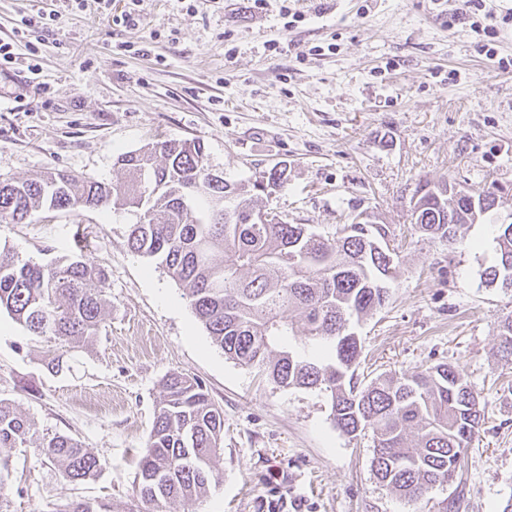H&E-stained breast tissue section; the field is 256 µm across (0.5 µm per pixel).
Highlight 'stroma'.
Listing matches in <instances>:
<instances>
[{
  "instance_id": "obj_1",
  "label": "stroma",
  "mask_w": 512,
  "mask_h": 512,
  "mask_svg": "<svg viewBox=\"0 0 512 512\" xmlns=\"http://www.w3.org/2000/svg\"><path fill=\"white\" fill-rule=\"evenodd\" d=\"M128 3L0 0L5 42L37 9L58 17L14 42L17 59L0 72V179L117 182V157L159 140L200 141L209 166L237 181L287 164V184L256 194L258 209L321 233L363 213L394 236L388 299L353 327L359 381L457 366L485 422L459 486L405 501L372 471V433L336 429L328 393L278 387L213 344L183 286L130 251L134 212L43 209L0 224V251L51 266L84 246L108 275L105 320L55 372V342L1 311L0 399L104 467L73 484L34 449H10L11 512L78 499L126 512L173 372L224 411L221 473L185 512H438L453 497L458 512H496L512 497V365L497 336L512 290L481 277L497 260L494 227L465 225L452 248L411 224L408 208L420 183L447 178L498 183L509 191L499 213L512 209V0H492L495 20L455 25L458 0H142L135 29L118 22Z\"/></svg>"
}]
</instances>
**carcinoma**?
<instances>
[{
	"mask_svg": "<svg viewBox=\"0 0 512 512\" xmlns=\"http://www.w3.org/2000/svg\"><path fill=\"white\" fill-rule=\"evenodd\" d=\"M127 172L119 184L58 172L40 179L0 180V224H21L43 208L133 209L131 251L158 261L185 287L197 320L224 355L258 371L275 385L319 388L331 399L336 428L375 438L371 467L383 486L409 501L458 477L461 455L484 414L463 372L448 364L401 376H380L359 387L361 353L350 323L387 299L393 260L386 224H344L333 234L258 216L251 190H275L288 181L287 166L272 167L252 186L212 177L199 141H162L118 158ZM453 182H425L410 207L422 233L463 242L459 230L475 222L471 204L454 201ZM456 223H448V214ZM497 262L482 271L490 286L512 288V223L496 225ZM104 270L85 256L54 267L0 252V309L31 335L76 348L96 336L103 320ZM313 341L306 357L288 348L298 332ZM502 357L512 363V314L498 324ZM0 400V448H35L57 463L71 482L102 469L101 459L73 437L44 434ZM224 412L203 386L178 373L163 383L155 421L139 463L137 503L129 512H176L203 496L221 466ZM0 457V512L10 490ZM58 512H110L99 501L77 500Z\"/></svg>",
	"mask_w": 512,
	"mask_h": 512,
	"instance_id": "carcinoma-1",
	"label": "carcinoma"
}]
</instances>
